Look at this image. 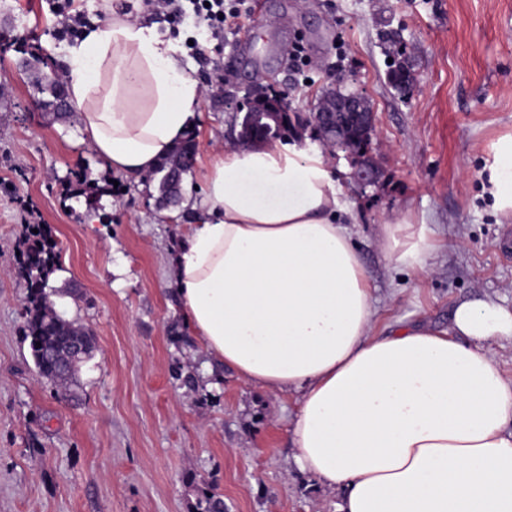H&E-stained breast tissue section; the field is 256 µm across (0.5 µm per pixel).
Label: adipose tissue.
Instances as JSON below:
<instances>
[{"label":"adipose tissue","mask_w":512,"mask_h":512,"mask_svg":"<svg viewBox=\"0 0 512 512\" xmlns=\"http://www.w3.org/2000/svg\"><path fill=\"white\" fill-rule=\"evenodd\" d=\"M104 24L62 45L67 86L92 150L139 176L191 131L203 87L158 23L103 0ZM482 192L512 222V136L492 146ZM172 269L180 315L216 370L290 396L294 463L338 512H512V379L490 354L512 310L464 301L449 329L378 327V300L344 185L320 149L227 148L206 166ZM395 266L425 270L423 217L382 227Z\"/></svg>","instance_id":"adipose-tissue-1"}]
</instances>
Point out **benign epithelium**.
Listing matches in <instances>:
<instances>
[{
	"mask_svg": "<svg viewBox=\"0 0 512 512\" xmlns=\"http://www.w3.org/2000/svg\"><path fill=\"white\" fill-rule=\"evenodd\" d=\"M234 111V120L240 122L238 139L257 141L269 139L277 130L283 117L291 111L288 91L276 85L268 87L261 104L248 100L226 101ZM317 128L335 135L329 145L354 158L369 152L376 129V113L370 99L360 89L350 87L344 78L336 77V91L319 100L309 116ZM362 139L363 149L354 144ZM377 171L370 159H359L352 163L349 179L360 191L375 184Z\"/></svg>",
	"mask_w": 512,
	"mask_h": 512,
	"instance_id": "7a95c632",
	"label": "benign epithelium"
}]
</instances>
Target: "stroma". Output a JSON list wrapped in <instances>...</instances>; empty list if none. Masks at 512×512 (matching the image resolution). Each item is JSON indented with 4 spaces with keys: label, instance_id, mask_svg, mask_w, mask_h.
<instances>
[{
    "label": "stroma",
    "instance_id": "stroma-1",
    "mask_svg": "<svg viewBox=\"0 0 512 512\" xmlns=\"http://www.w3.org/2000/svg\"><path fill=\"white\" fill-rule=\"evenodd\" d=\"M49 3L0 0V36L39 46L65 82L60 28L106 16L100 0ZM182 31L203 49L186 56L201 84L226 69L232 93L276 82L302 120L339 76L370 98L377 182L348 199L380 325L445 329L456 304L487 297L512 309V224L497 223L481 190L493 143L512 134V0H258L221 40L191 18ZM297 41L313 62L306 78L289 66ZM396 53L412 75L405 91L389 82ZM20 58L0 46V512H197L206 491L226 512H336L339 493L293 462V400L229 371L205 386L209 357L171 298L183 208L160 205L152 174L109 170L76 117L34 107ZM232 123L223 97L205 94L200 161L230 146ZM99 187L96 217L85 200ZM407 209L440 241L423 276L379 242L386 217ZM35 230L59 254L57 313L96 338L67 381L39 375L24 333L22 253Z\"/></svg>",
    "mask_w": 512,
    "mask_h": 512
}]
</instances>
